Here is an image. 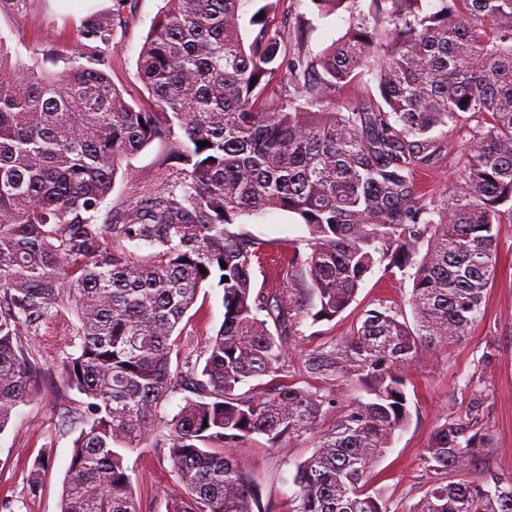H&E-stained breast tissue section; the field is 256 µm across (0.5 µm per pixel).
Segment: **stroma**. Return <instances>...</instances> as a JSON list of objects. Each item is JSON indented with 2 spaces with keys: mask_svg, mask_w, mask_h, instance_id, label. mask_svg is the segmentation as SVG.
I'll use <instances>...</instances> for the list:
<instances>
[{
  "mask_svg": "<svg viewBox=\"0 0 512 512\" xmlns=\"http://www.w3.org/2000/svg\"><path fill=\"white\" fill-rule=\"evenodd\" d=\"M163 5L164 0H0V41L12 58L28 64L46 62L52 55L82 63L91 51L78 35L81 20L92 11L112 13V41L100 52L103 69L129 103L145 106L149 99L137 73V58ZM300 14L311 21L302 43L293 29ZM270 21L280 29L288 53L302 49L311 56L319 55L346 28L340 16L319 17L310 0H280ZM165 153V145L155 141L123 159L113 190L100 210V222H111L119 208L174 180V170L163 162ZM460 156L459 141L451 140L447 160L419 178L422 190L437 198L452 194ZM240 223L252 236L270 242L281 258L275 267L254 265L256 287L286 285L288 259L294 250L307 247L305 224L277 209L241 216ZM411 288L407 273L376 265L345 312L316 324L302 319L281 380L300 388H321V380L301 371L306 355L350 335L361 314L369 309L387 306L397 311L402 321L412 322ZM221 296L218 288L200 290L182 322V354L202 356L223 321ZM482 310L481 319L462 342L423 352L401 369L410 396L411 420L396 433L371 481L373 487L385 489L393 512H403L422 496L432 477L422 466L424 449L445 418L464 412L475 391L481 392L489 405L485 420L493 435L489 467L498 474L512 475V223L499 229L496 269ZM77 327L72 307L62 304L36 331L24 336L30 359L46 369H56L75 353ZM490 345L496 346L497 352L486 362L482 355ZM61 404L54 389L44 387L19 407L0 433V512H59L76 436L73 425L62 420ZM317 442V436L308 434L270 448L258 437L232 448L231 454L259 484L262 499L272 512H289L295 466L312 455ZM132 458V490L142 512H166V494L181 491L169 461L159 460L150 448L140 449ZM42 459L47 465L41 469L37 463Z\"/></svg>",
  "mask_w": 512,
  "mask_h": 512,
  "instance_id": "1",
  "label": "stroma"
}]
</instances>
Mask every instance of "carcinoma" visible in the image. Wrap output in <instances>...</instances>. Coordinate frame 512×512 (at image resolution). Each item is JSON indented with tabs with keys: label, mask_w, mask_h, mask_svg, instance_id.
Listing matches in <instances>:
<instances>
[{
	"label": "carcinoma",
	"mask_w": 512,
	"mask_h": 512,
	"mask_svg": "<svg viewBox=\"0 0 512 512\" xmlns=\"http://www.w3.org/2000/svg\"><path fill=\"white\" fill-rule=\"evenodd\" d=\"M249 2L166 0L137 61L150 107L128 103L95 60L13 63L0 41V433L45 380L22 328L69 303L79 343L64 391L82 400L68 409L79 434L60 512H141L127 464L141 448L158 449L185 492L167 512H266L224 449L315 434L333 399L252 383L284 371L300 319L343 313L383 262L412 270L414 324L370 309L351 335L307 354V373L365 396L296 464L291 512H391L370 478L411 418L400 367L481 317L499 225L512 223V0H310L346 22L314 58L282 50L269 21L279 0L246 20ZM112 26L93 11L79 36L107 46ZM365 68L377 94L343 99ZM276 77L292 90L269 98ZM466 114L482 121L467 130ZM439 127L469 138L459 190L435 201L415 176L443 155ZM156 140L177 181L98 223L122 159ZM268 209L310 234L286 288H255L266 243L236 227ZM206 283L222 289L224 320L204 362L174 366L179 325ZM178 389L190 395L169 415ZM486 410L475 395L438 425L422 458L435 479L404 512H512V476L469 479L490 448Z\"/></svg>",
	"instance_id": "carcinoma-1"
}]
</instances>
